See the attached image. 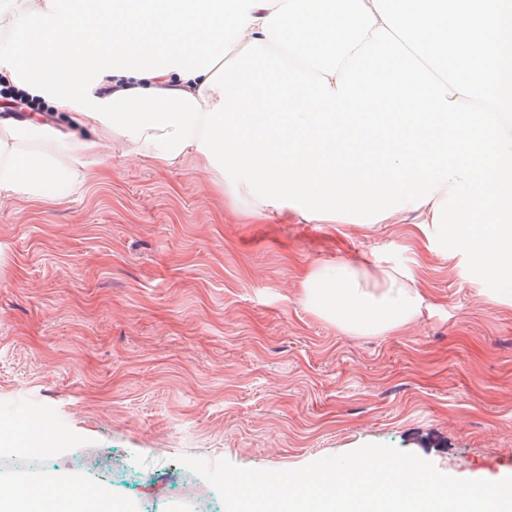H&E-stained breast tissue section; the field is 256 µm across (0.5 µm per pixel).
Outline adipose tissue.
Wrapping results in <instances>:
<instances>
[{"mask_svg": "<svg viewBox=\"0 0 512 512\" xmlns=\"http://www.w3.org/2000/svg\"><path fill=\"white\" fill-rule=\"evenodd\" d=\"M136 88L185 91L207 111L220 101L218 90L207 87L204 77L186 80L174 71L142 79L108 75L92 93L104 99ZM74 118L86 127V134L52 130L37 113L24 119L0 114V195L64 198L87 168L103 164L110 146L128 149L142 159L155 157L144 141H131L81 112ZM301 288L317 316L353 336H382L411 326L427 304L406 272L366 260L314 267Z\"/></svg>", "mask_w": 512, "mask_h": 512, "instance_id": "obj_1", "label": "adipose tissue"}]
</instances>
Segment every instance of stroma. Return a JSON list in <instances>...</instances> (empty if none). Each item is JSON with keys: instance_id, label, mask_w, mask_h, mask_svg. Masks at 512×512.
Returning a JSON list of instances; mask_svg holds the SVG:
<instances>
[{"instance_id": "1", "label": "stroma", "mask_w": 512, "mask_h": 512, "mask_svg": "<svg viewBox=\"0 0 512 512\" xmlns=\"http://www.w3.org/2000/svg\"><path fill=\"white\" fill-rule=\"evenodd\" d=\"M409 271L418 326L347 336L315 316L312 267ZM462 251L396 224H252L191 161L114 150L62 201L0 196V417L38 411L62 454L0 456V487L139 472L125 512L158 498L210 512L181 459L293 470L385 444L459 479L512 476V302H490Z\"/></svg>"}]
</instances>
